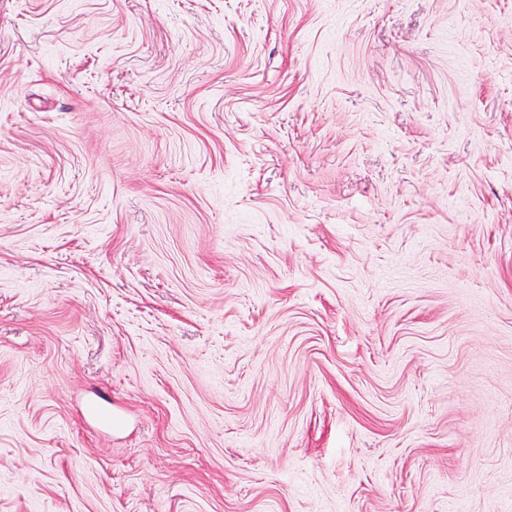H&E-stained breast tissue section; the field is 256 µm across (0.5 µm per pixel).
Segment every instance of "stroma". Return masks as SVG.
Here are the masks:
<instances>
[{
  "instance_id": "1",
  "label": "stroma",
  "mask_w": 512,
  "mask_h": 512,
  "mask_svg": "<svg viewBox=\"0 0 512 512\" xmlns=\"http://www.w3.org/2000/svg\"><path fill=\"white\" fill-rule=\"evenodd\" d=\"M0 512H512V0H0Z\"/></svg>"
}]
</instances>
